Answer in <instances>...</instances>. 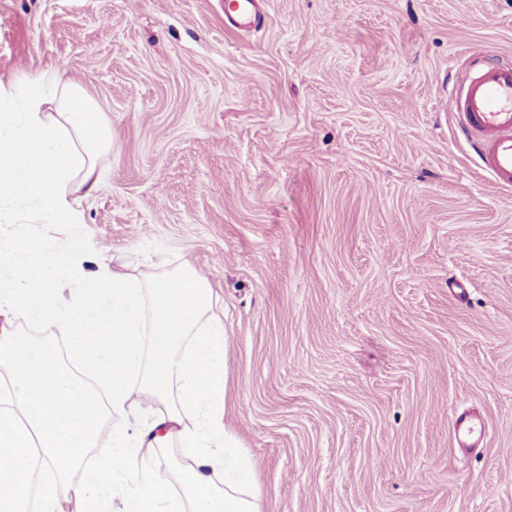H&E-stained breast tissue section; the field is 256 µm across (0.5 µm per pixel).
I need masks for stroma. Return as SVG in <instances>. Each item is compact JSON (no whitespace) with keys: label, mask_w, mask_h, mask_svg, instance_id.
<instances>
[{"label":"stroma","mask_w":512,"mask_h":512,"mask_svg":"<svg viewBox=\"0 0 512 512\" xmlns=\"http://www.w3.org/2000/svg\"><path fill=\"white\" fill-rule=\"evenodd\" d=\"M263 7L0 0V83L105 113L90 256L207 274L263 512H512V189L448 109L469 46L512 62V0ZM224 21L226 24L243 29H254L261 26L257 0H229L224 2ZM451 426L455 434L456 443L460 448H470L473 446L469 443L475 437L478 428L466 414L455 412L451 418Z\"/></svg>","instance_id":"obj_1"}]
</instances>
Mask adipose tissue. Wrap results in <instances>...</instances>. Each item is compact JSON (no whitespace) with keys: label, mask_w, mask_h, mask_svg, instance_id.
Wrapping results in <instances>:
<instances>
[{"label":"adipose tissue","mask_w":512,"mask_h":512,"mask_svg":"<svg viewBox=\"0 0 512 512\" xmlns=\"http://www.w3.org/2000/svg\"><path fill=\"white\" fill-rule=\"evenodd\" d=\"M112 131L80 85L46 73L0 86V512H263L250 459L224 419V322L189 266L125 274L88 247L77 194L98 185ZM71 228L65 244L27 236L25 214ZM61 326L65 347L19 324ZM167 413L136 434L129 416ZM178 442L170 478L159 456ZM94 476L72 482L88 449ZM51 479L32 487L34 468Z\"/></svg>","instance_id":"ef3b65f1"}]
</instances>
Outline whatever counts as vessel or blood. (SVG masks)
<instances>
[{
    "instance_id": "vessel-or-blood-1",
    "label": "vessel or blood",
    "mask_w": 512,
    "mask_h": 512,
    "mask_svg": "<svg viewBox=\"0 0 512 512\" xmlns=\"http://www.w3.org/2000/svg\"><path fill=\"white\" fill-rule=\"evenodd\" d=\"M226 24L243 29L260 27L258 0H226ZM469 56L481 69L463 80L448 95V108L454 112L460 129L467 136L477 163L485 176L501 187H512V65L486 62L481 47ZM452 430L459 447H468L475 437L476 424L463 413H454Z\"/></svg>"
}]
</instances>
